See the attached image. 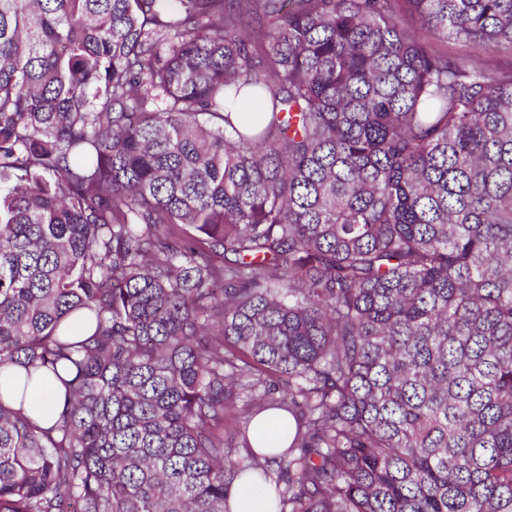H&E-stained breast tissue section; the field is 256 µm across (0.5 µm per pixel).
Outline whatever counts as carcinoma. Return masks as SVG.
Here are the masks:
<instances>
[{"label": "carcinoma", "instance_id": "obj_1", "mask_svg": "<svg viewBox=\"0 0 512 512\" xmlns=\"http://www.w3.org/2000/svg\"><path fill=\"white\" fill-rule=\"evenodd\" d=\"M226 2L0 0V512H512V0ZM448 51L453 55L467 56V55H479L480 59L485 63L500 68L507 72L510 67L512 68V58L506 56H499L492 52L485 51H474L473 49L448 44ZM4 378V395L15 398L14 405L20 407V398L16 395L17 388L21 387L27 380L23 367L11 366L0 371V380ZM63 394V385L53 374L35 372L22 404L23 410L41 426L48 428L56 420ZM280 424L281 421L275 413H270L267 418L266 416L261 415L256 419L250 431L254 434L259 427L263 426L262 431L267 444L266 448H254L257 452L272 454L275 453V450L271 448H283L285 438L282 434L281 428L279 427ZM274 427H276L275 430ZM231 512H277L275 499L266 486H251L237 482L228 499ZM245 506L246 510H242Z\"/></svg>", "mask_w": 512, "mask_h": 512}]
</instances>
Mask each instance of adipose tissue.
Here are the masks:
<instances>
[{
    "label": "adipose tissue",
    "mask_w": 512,
    "mask_h": 512,
    "mask_svg": "<svg viewBox=\"0 0 512 512\" xmlns=\"http://www.w3.org/2000/svg\"><path fill=\"white\" fill-rule=\"evenodd\" d=\"M26 387L22 407L24 412L41 426L50 427L56 420L57 410L63 401L62 383L47 372L26 375L24 368L11 366L0 370V391L5 396H15L19 387Z\"/></svg>",
    "instance_id": "ef3b65f1"
}]
</instances>
